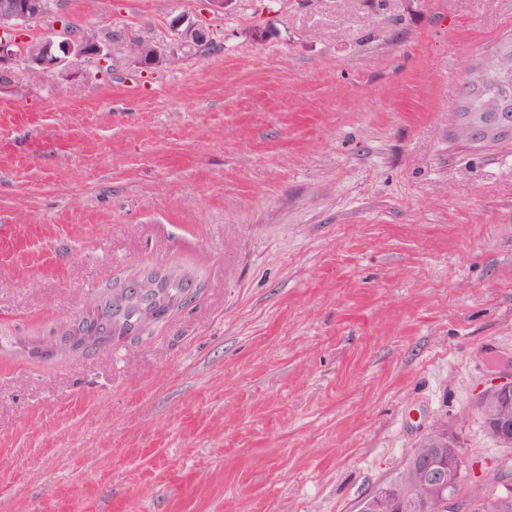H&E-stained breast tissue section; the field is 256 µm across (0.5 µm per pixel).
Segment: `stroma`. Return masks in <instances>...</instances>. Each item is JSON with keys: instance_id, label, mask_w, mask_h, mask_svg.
Returning a JSON list of instances; mask_svg holds the SVG:
<instances>
[{"instance_id": "stroma-1", "label": "stroma", "mask_w": 512, "mask_h": 512, "mask_svg": "<svg viewBox=\"0 0 512 512\" xmlns=\"http://www.w3.org/2000/svg\"><path fill=\"white\" fill-rule=\"evenodd\" d=\"M218 47L0 85V512H357L512 360V137L458 132L512 0H61ZM198 301L137 348L25 343L139 269Z\"/></svg>"}]
</instances>
